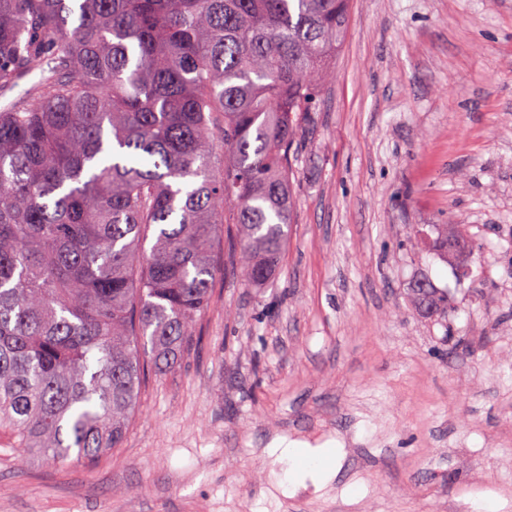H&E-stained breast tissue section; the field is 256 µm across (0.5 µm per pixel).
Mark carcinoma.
I'll return each mask as SVG.
<instances>
[{"label":"carcinoma","instance_id":"obj_1","mask_svg":"<svg viewBox=\"0 0 512 512\" xmlns=\"http://www.w3.org/2000/svg\"><path fill=\"white\" fill-rule=\"evenodd\" d=\"M350 0H0V430L42 460L120 447L145 371L179 366L214 240L262 286ZM221 121L224 161L212 151ZM468 224H432L439 257ZM448 312V294L408 289Z\"/></svg>","mask_w":512,"mask_h":512}]
</instances>
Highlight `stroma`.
<instances>
[{
  "label": "stroma",
  "mask_w": 512,
  "mask_h": 512,
  "mask_svg": "<svg viewBox=\"0 0 512 512\" xmlns=\"http://www.w3.org/2000/svg\"><path fill=\"white\" fill-rule=\"evenodd\" d=\"M256 288L224 225L180 365L93 467L0 434V512H512V0H352ZM470 225L467 277L416 245ZM448 291L445 318L407 301Z\"/></svg>",
  "instance_id": "stroma-1"
}]
</instances>
